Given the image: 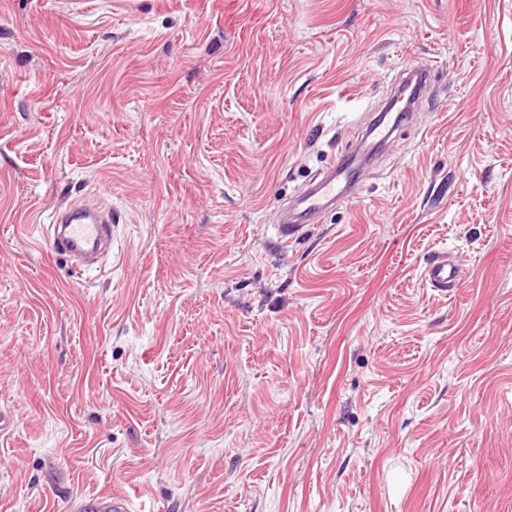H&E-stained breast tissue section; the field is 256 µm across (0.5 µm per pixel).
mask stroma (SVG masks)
Returning <instances> with one entry per match:
<instances>
[{
  "label": "stroma",
  "mask_w": 512,
  "mask_h": 512,
  "mask_svg": "<svg viewBox=\"0 0 512 512\" xmlns=\"http://www.w3.org/2000/svg\"><path fill=\"white\" fill-rule=\"evenodd\" d=\"M1 408L0 512H512V0H0ZM348 158L332 163L327 178L310 186L298 197L283 223L279 225L280 235L284 240L292 238L305 224H312L319 216L330 210L336 200L345 197L349 183ZM343 182V186L340 184ZM337 184V186H336ZM108 219L101 211H92L79 205L57 209L52 215L50 237L56 252L69 258L84 259L108 254L112 250ZM423 277L432 288L449 293L460 288L458 270L448 259L447 254H440L428 260ZM71 512H130L128 502L112 497V493L72 495L69 500Z\"/></svg>",
  "instance_id": "35a3bbf8"
}]
</instances>
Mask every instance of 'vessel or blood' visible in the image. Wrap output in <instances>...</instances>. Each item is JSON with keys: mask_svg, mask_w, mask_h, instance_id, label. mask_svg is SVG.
Returning a JSON list of instances; mask_svg holds the SVG:
<instances>
[{"mask_svg": "<svg viewBox=\"0 0 512 512\" xmlns=\"http://www.w3.org/2000/svg\"><path fill=\"white\" fill-rule=\"evenodd\" d=\"M348 168L349 163L344 159L331 164L327 178L310 186L298 197L279 226L282 238L293 237L304 225L314 223L345 196ZM51 227L53 248L67 257L84 259L112 249L110 228L102 212L68 204L54 212ZM423 277L431 287L445 293L460 286L458 271L444 254L428 260ZM69 509L70 512H130L125 499L98 492L71 496Z\"/></svg>", "mask_w": 512, "mask_h": 512, "instance_id": "vessel-or-blood-1", "label": "vessel or blood"}]
</instances>
